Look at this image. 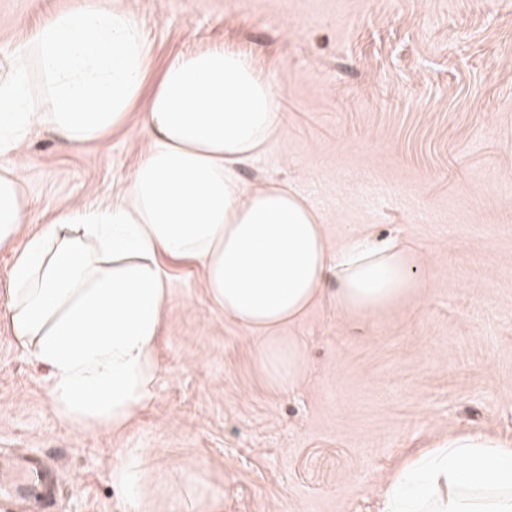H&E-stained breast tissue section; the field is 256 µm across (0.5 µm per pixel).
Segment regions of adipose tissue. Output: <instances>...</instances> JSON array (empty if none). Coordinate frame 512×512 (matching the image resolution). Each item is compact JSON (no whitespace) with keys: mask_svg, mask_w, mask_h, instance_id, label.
<instances>
[{"mask_svg":"<svg viewBox=\"0 0 512 512\" xmlns=\"http://www.w3.org/2000/svg\"><path fill=\"white\" fill-rule=\"evenodd\" d=\"M151 58L123 0H78L0 71V249L15 253L4 320L50 375L49 406L74 429L127 428L153 397L169 290L163 260H190L225 319L260 340L269 383L292 389L301 345L282 335L321 298L360 323L426 293L406 242L369 234L332 245L320 212L284 181L243 188L238 169L277 142L281 89L241 52ZM38 79L39 92L30 89ZM151 139L120 192L58 209L24 233L30 199L15 156L50 124L67 145L104 138L131 112ZM148 462L118 452L112 482L132 512H160ZM380 512H512V443L462 432L407 457L379 488Z\"/></svg>","mask_w":512,"mask_h":512,"instance_id":"1","label":"adipose tissue"}]
</instances>
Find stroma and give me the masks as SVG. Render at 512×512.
<instances>
[{"mask_svg":"<svg viewBox=\"0 0 512 512\" xmlns=\"http://www.w3.org/2000/svg\"><path fill=\"white\" fill-rule=\"evenodd\" d=\"M155 65L201 47L252 55L283 91L281 139L240 176L288 182L331 242L400 237L427 293L353 325L321 300L284 333L295 387H272L260 341L228 322L192 263L170 266L154 396L117 433L49 408V374L0 326V462L44 458L54 512H126L120 448L144 456L181 512L182 473L224 512H376V485L411 450L456 431L512 440V0H125ZM76 0H0V66ZM150 148L137 116L102 140L28 132L16 161L29 230L90 193L108 197Z\"/></svg>","mask_w":512,"mask_h":512,"instance_id":"obj_1","label":"stroma"}]
</instances>
